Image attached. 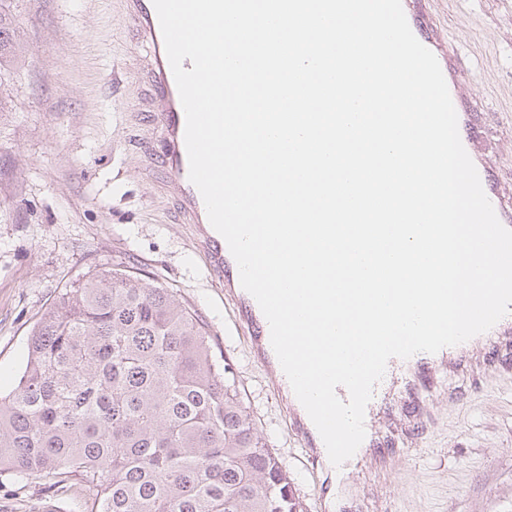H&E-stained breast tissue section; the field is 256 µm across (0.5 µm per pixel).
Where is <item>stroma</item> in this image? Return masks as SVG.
Wrapping results in <instances>:
<instances>
[{"instance_id":"35a3bbf8","label":"stroma","mask_w":512,"mask_h":512,"mask_svg":"<svg viewBox=\"0 0 512 512\" xmlns=\"http://www.w3.org/2000/svg\"><path fill=\"white\" fill-rule=\"evenodd\" d=\"M0 7L19 27L0 62V392L23 371L30 332L63 288L93 270L153 276L203 326L300 512H317L308 463L193 251V225L172 223L165 172L143 171L160 142L144 42L123 0ZM424 11L427 27L458 45L492 174L512 179V0H429ZM422 399L424 430L377 420L392 455L350 466L330 512H512V322L448 355ZM91 509L79 478L51 489L0 476V512Z\"/></svg>"}]
</instances>
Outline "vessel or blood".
<instances>
[{"mask_svg":"<svg viewBox=\"0 0 512 512\" xmlns=\"http://www.w3.org/2000/svg\"><path fill=\"white\" fill-rule=\"evenodd\" d=\"M423 0H402V6L410 28L416 38L430 51L435 52L450 96L458 116V128L462 144L475 164L483 190L491 201L496 215L503 225L512 224V195L506 194L500 182L489 175V163L484 150V133L468 94L455 45L438 48L434 38L421 28L418 18ZM126 13L137 31L147 34L153 44V55L148 62V75L153 86L151 121L162 142L158 155L152 157L153 165L161 167L167 175V187L173 194L177 208L175 223L195 224L196 252L204 259L213 276V285L231 303V320L243 336L254 362L270 375V386L277 397H284L291 385L283 372L270 342V327L257 301L240 283L238 265L224 238L211 226L204 201L198 189L189 179V161L185 146L186 118L177 86L166 55L159 19L152 0H126ZM411 371L409 389L413 395L406 405L407 411L423 422L419 397L426 388L427 378L437 367L433 354L418 353L406 359ZM289 433L300 447L310 464V471L317 484L318 496L330 490L333 466L329 461L323 440L307 413L292 415Z\"/></svg>","mask_w":512,"mask_h":512,"instance_id":"vessel-or-blood-1","label":"vessel or blood"}]
</instances>
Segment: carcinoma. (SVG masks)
I'll list each match as a JSON object with an SVG mask.
<instances>
[{"instance_id":"obj_1","label":"carcinoma","mask_w":512,"mask_h":512,"mask_svg":"<svg viewBox=\"0 0 512 512\" xmlns=\"http://www.w3.org/2000/svg\"><path fill=\"white\" fill-rule=\"evenodd\" d=\"M16 28L0 9V60ZM188 309L124 268L90 271L33 326L0 395V474L77 476L95 512H298L288 472Z\"/></svg>"}]
</instances>
